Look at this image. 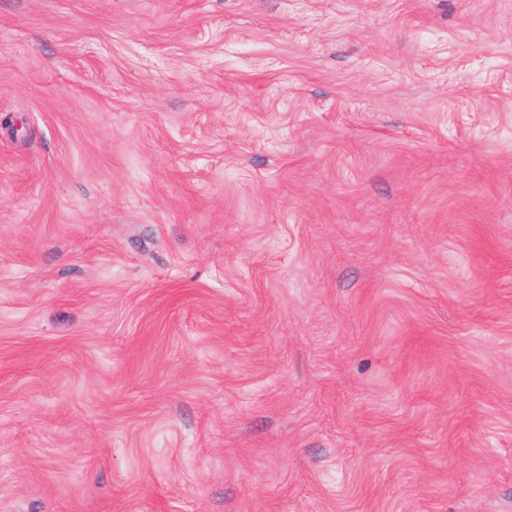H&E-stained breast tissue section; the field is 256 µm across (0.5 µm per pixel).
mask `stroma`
<instances>
[{
  "mask_svg": "<svg viewBox=\"0 0 512 512\" xmlns=\"http://www.w3.org/2000/svg\"><path fill=\"white\" fill-rule=\"evenodd\" d=\"M0 512H512V0H0Z\"/></svg>",
  "mask_w": 512,
  "mask_h": 512,
  "instance_id": "1",
  "label": "stroma"
}]
</instances>
